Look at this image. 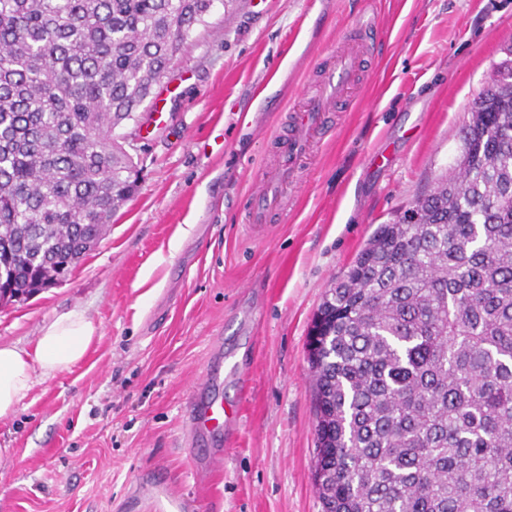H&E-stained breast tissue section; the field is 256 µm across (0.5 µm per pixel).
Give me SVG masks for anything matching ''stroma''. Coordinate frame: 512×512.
Segmentation results:
<instances>
[{"label":"stroma","instance_id":"35a3bbf8","mask_svg":"<svg viewBox=\"0 0 512 512\" xmlns=\"http://www.w3.org/2000/svg\"><path fill=\"white\" fill-rule=\"evenodd\" d=\"M379 38L282 209L249 220L288 117L364 15ZM512 50V0H215L137 121L143 172L106 236L63 283L0 306V346L33 348L80 311L98 340L36 377L0 420V512H322L308 332L331 284L461 153L473 99ZM169 112L152 123L155 98ZM247 361L224 466L199 468L183 422L214 337Z\"/></svg>","mask_w":512,"mask_h":512}]
</instances>
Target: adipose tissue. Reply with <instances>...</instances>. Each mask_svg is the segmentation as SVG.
Listing matches in <instances>:
<instances>
[{
  "mask_svg": "<svg viewBox=\"0 0 512 512\" xmlns=\"http://www.w3.org/2000/svg\"><path fill=\"white\" fill-rule=\"evenodd\" d=\"M98 331L82 312L58 315L42 327L33 351L0 347V420L14 415L33 386L34 372L52 377L81 362Z\"/></svg>",
  "mask_w": 512,
  "mask_h": 512,
  "instance_id": "1",
  "label": "adipose tissue"
}]
</instances>
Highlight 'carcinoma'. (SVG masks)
<instances>
[{"instance_id": "cac0c4a2", "label": "carcinoma", "mask_w": 512, "mask_h": 512, "mask_svg": "<svg viewBox=\"0 0 512 512\" xmlns=\"http://www.w3.org/2000/svg\"><path fill=\"white\" fill-rule=\"evenodd\" d=\"M214 0H0V272L71 273L132 195L115 133ZM310 332L323 512H512V75Z\"/></svg>"}]
</instances>
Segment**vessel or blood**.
<instances>
[{"label": "vessel or blood", "mask_w": 512, "mask_h": 512, "mask_svg": "<svg viewBox=\"0 0 512 512\" xmlns=\"http://www.w3.org/2000/svg\"><path fill=\"white\" fill-rule=\"evenodd\" d=\"M377 37L374 23L357 28L354 37L348 39L346 48L337 52L334 67L324 72L318 93L309 97L295 112L288 146L277 170L251 193L252 222H264L282 181L294 173L302 145L315 135L326 134L329 112L356 85L362 59ZM237 420V414L225 411L222 400L197 396L187 414L186 425L191 441L195 442L208 435L233 433Z\"/></svg>", "instance_id": "1"}]
</instances>
